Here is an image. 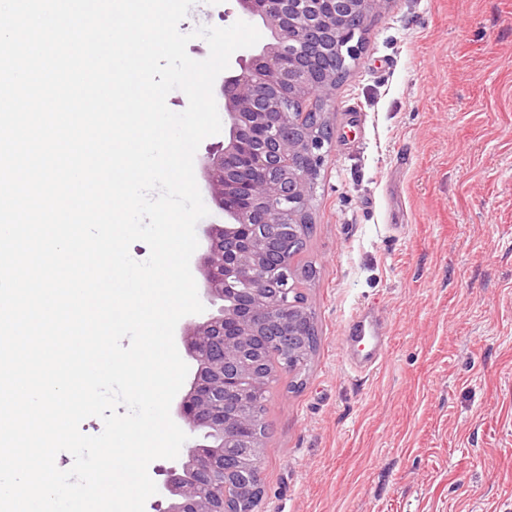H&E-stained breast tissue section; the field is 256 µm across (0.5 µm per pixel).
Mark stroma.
Segmentation results:
<instances>
[{
    "mask_svg": "<svg viewBox=\"0 0 512 512\" xmlns=\"http://www.w3.org/2000/svg\"><path fill=\"white\" fill-rule=\"evenodd\" d=\"M326 110L318 344L268 395L257 512H512V0H386ZM367 315L363 312H360L357 317L351 322L349 325L348 332L349 334H358L360 339L368 338L369 342L372 344L373 353L366 358L365 360H361L360 362H352L356 369L363 371L370 369L376 363H378L381 359L380 350L384 344V341L381 339V336H376V331L370 323H366Z\"/></svg>",
    "mask_w": 512,
    "mask_h": 512,
    "instance_id": "35a3bbf8",
    "label": "stroma"
}]
</instances>
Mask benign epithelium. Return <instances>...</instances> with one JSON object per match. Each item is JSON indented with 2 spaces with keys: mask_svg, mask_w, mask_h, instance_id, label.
Returning a JSON list of instances; mask_svg holds the SVG:
<instances>
[{
  "mask_svg": "<svg viewBox=\"0 0 512 512\" xmlns=\"http://www.w3.org/2000/svg\"><path fill=\"white\" fill-rule=\"evenodd\" d=\"M385 2L237 0L246 14L262 20L270 39L214 83L228 135L201 168L224 223L204 229L198 271L212 310L181 327L194 371L174 415L191 434H216L225 465L242 480L199 495L215 448L197 442L165 470L158 487L167 502L163 512H232L229 500L245 506L263 495L258 449L264 440L247 415L266 384L260 351L271 343L292 360L309 353L312 323L293 249L298 228L312 223L336 68L358 56L355 37Z\"/></svg>",
  "mask_w": 512,
  "mask_h": 512,
  "instance_id": "obj_1",
  "label": "benign epithelium"
}]
</instances>
